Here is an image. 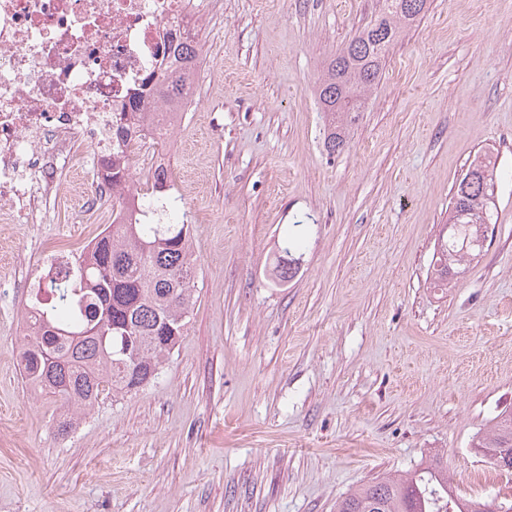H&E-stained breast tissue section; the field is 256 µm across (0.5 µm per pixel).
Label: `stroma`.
<instances>
[{"instance_id": "stroma-1", "label": "stroma", "mask_w": 512, "mask_h": 512, "mask_svg": "<svg viewBox=\"0 0 512 512\" xmlns=\"http://www.w3.org/2000/svg\"><path fill=\"white\" fill-rule=\"evenodd\" d=\"M199 2L194 105L165 146L198 264L188 332L144 390L59 437L66 409L20 376L23 314L45 255L79 256L112 204L0 215V512H336L436 452L461 495L511 498L472 442L512 408V0H428L334 155L317 84L379 0ZM479 152L487 241L436 288Z\"/></svg>"}]
</instances>
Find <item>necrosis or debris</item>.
I'll return each mask as SVG.
<instances>
[{"label":"necrosis or debris","instance_id":"4bbe7bcc","mask_svg":"<svg viewBox=\"0 0 512 512\" xmlns=\"http://www.w3.org/2000/svg\"><path fill=\"white\" fill-rule=\"evenodd\" d=\"M194 0H0V210L35 224L91 143L76 203L93 209L112 196L114 158L130 170L168 169V157L137 137L115 145L112 126L170 102L142 95L187 31L205 23Z\"/></svg>","mask_w":512,"mask_h":512}]
</instances>
